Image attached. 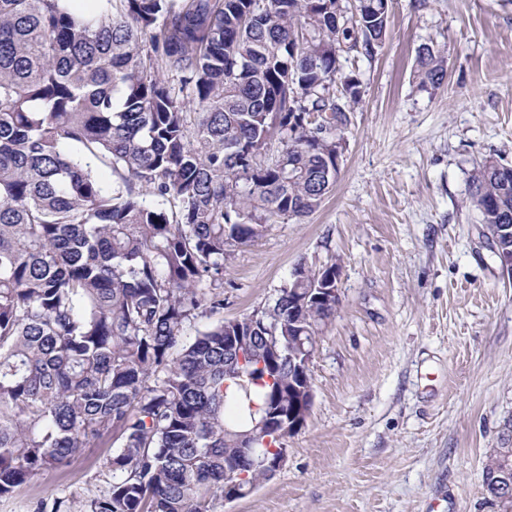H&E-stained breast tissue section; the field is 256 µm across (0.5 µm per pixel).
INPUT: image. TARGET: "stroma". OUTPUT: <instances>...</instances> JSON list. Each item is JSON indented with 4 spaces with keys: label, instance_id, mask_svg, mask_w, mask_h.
I'll list each match as a JSON object with an SVG mask.
<instances>
[{
    "label": "stroma",
    "instance_id": "1",
    "mask_svg": "<svg viewBox=\"0 0 512 512\" xmlns=\"http://www.w3.org/2000/svg\"><path fill=\"white\" fill-rule=\"evenodd\" d=\"M448 56L440 87L419 47ZM363 96L333 191L268 225L224 270V316L267 306L296 264L340 265V305L314 353V401L283 468L218 512H497L484 489L512 448V279L469 204L479 161L512 165V0H391L374 58L344 62ZM117 445L84 449L0 498L71 512L108 490Z\"/></svg>",
    "mask_w": 512,
    "mask_h": 512
}]
</instances>
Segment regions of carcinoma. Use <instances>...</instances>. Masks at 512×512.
Returning <instances> with one entry per match:
<instances>
[{
  "mask_svg": "<svg viewBox=\"0 0 512 512\" xmlns=\"http://www.w3.org/2000/svg\"><path fill=\"white\" fill-rule=\"evenodd\" d=\"M67 2L0 0V497L112 441V483L86 512H216L266 479L236 441L263 433L255 456L272 460L266 421L298 417L288 358L257 367L267 327L290 344L294 320L316 336L336 316L313 299L292 313L286 287L227 323L226 261L332 192L320 174L362 97L340 58L375 56L388 0ZM446 71L419 49L420 83ZM469 195L502 223L512 167L480 162ZM297 267L308 288L336 264ZM237 330L249 358L226 366Z\"/></svg>",
  "mask_w": 512,
  "mask_h": 512,
  "instance_id": "carcinoma-1",
  "label": "carcinoma"
}]
</instances>
